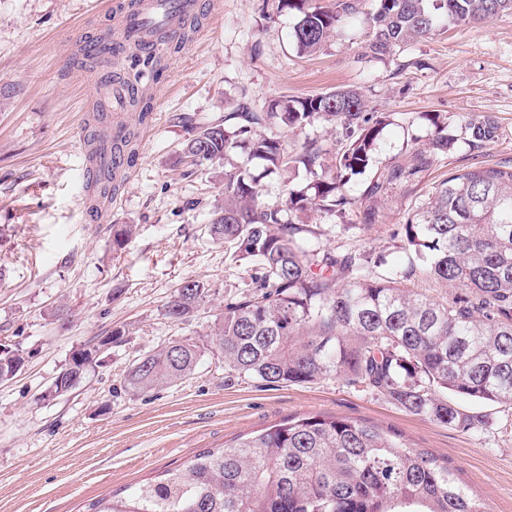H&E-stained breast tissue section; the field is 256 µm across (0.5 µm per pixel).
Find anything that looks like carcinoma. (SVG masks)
Instances as JSON below:
<instances>
[{"label":"carcinoma","instance_id":"1","mask_svg":"<svg viewBox=\"0 0 512 512\" xmlns=\"http://www.w3.org/2000/svg\"><path fill=\"white\" fill-rule=\"evenodd\" d=\"M359 0H278L296 16L291 38L313 53L358 11ZM364 54L382 59L449 25L477 26L512 13V0H374ZM140 123L151 117V98L132 97ZM362 95L338 89L278 101L268 112L241 103L188 141L184 153L198 165L228 159L240 149L263 174L284 179L273 203L261 199L259 181L241 167L224 171V204L208 225L212 239L234 244L255 258L253 290L224 305L205 342L172 340L134 361L124 377L132 393L175 384L190 376L206 352L224 369L267 385L306 384L342 377L375 391L393 405L430 421L464 430L488 424L459 401L512 403V165L451 172L428 199L404 216L405 249L433 279L461 290L439 301L403 288L408 272L369 252L339 256L309 240L310 214L339 220L359 210L361 225L378 222L387 188L407 183L448 154V119L425 113L431 128L402 159L373 165L390 115L368 116ZM318 120L342 130L331 153L314 138L288 150L257 131L263 125L302 130ZM469 145L496 137L488 115L464 124ZM306 178L299 181V172ZM368 176L359 195L349 183ZM119 188L97 178L96 199ZM202 281H183L164 306L182 321L209 297ZM92 348L74 351L54 382L63 396L76 389L94 363ZM24 365L17 351L0 353V377ZM91 512H489L455 470L433 454L407 446L400 436L367 422L321 414L294 416L265 431L203 451L145 482L126 498L103 497Z\"/></svg>","mask_w":512,"mask_h":512}]
</instances>
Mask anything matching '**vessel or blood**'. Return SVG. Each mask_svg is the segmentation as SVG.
<instances>
[{"mask_svg": "<svg viewBox=\"0 0 512 512\" xmlns=\"http://www.w3.org/2000/svg\"><path fill=\"white\" fill-rule=\"evenodd\" d=\"M210 0H114L112 12L117 21V35L109 46L91 42L87 50L95 59L121 56L128 45L136 44L154 54L166 53L171 40L179 35L183 18L209 11ZM128 163L121 150L106 147L86 167V186H93L100 172L114 177L126 174Z\"/></svg>", "mask_w": 512, "mask_h": 512, "instance_id": "obj_1", "label": "vessel or blood"}]
</instances>
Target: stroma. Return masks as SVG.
<instances>
[{
    "instance_id": "stroma-1",
    "label": "stroma",
    "mask_w": 512,
    "mask_h": 512,
    "mask_svg": "<svg viewBox=\"0 0 512 512\" xmlns=\"http://www.w3.org/2000/svg\"><path fill=\"white\" fill-rule=\"evenodd\" d=\"M275 0H217L184 49L162 57L158 80L140 79L153 120L124 119L138 160L105 220L85 215L83 168L89 134L111 117L96 104L105 71L75 62L86 37L110 28L105 0H0V348L25 363L0 381V512H88L105 496L129 495L208 449L291 416H348L394 429L414 448L449 459L491 512H512V404H482L488 425L462 431L433 423L342 378L270 387L224 370L206 353L192 375L141 394L124 376L141 356L174 339H203L227 301L247 293L258 262L212 240L208 224L224 199V165L182 162L201 127L223 122L239 103L252 111L330 91L357 89L368 107L390 112L377 165L426 136L423 112L447 116L454 144L423 172L426 199L446 174L512 161V14L476 26H448L384 59L362 57L373 0L350 26L300 55L294 15ZM495 116L498 135L470 148L465 121ZM406 200L388 191L380 223L339 234L312 216V244L367 251L407 271V288L437 300L456 294L410 264L401 234ZM135 225L121 250L112 227ZM211 295L185 322L163 308L186 279ZM124 328L80 387L50 396L72 352Z\"/></svg>"
}]
</instances>
